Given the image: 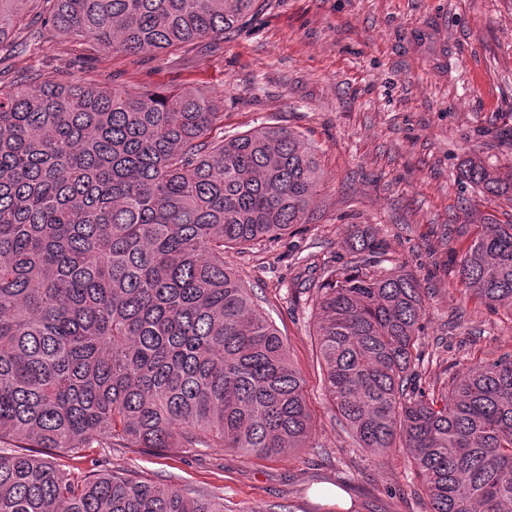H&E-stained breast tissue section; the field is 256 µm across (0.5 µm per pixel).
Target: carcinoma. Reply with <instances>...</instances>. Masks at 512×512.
Wrapping results in <instances>:
<instances>
[{
  "mask_svg": "<svg viewBox=\"0 0 512 512\" xmlns=\"http://www.w3.org/2000/svg\"><path fill=\"white\" fill-rule=\"evenodd\" d=\"M259 4L0 0V45L61 33L82 56L158 54L220 39ZM462 175L512 201V177L485 161ZM320 180L298 132L226 135L202 91L0 88V512H224L120 471L75 479L43 452L308 447L303 379L224 252L294 232ZM458 275L512 306V221L483 218ZM317 289L325 389L359 447L400 443L430 512H512V359L427 396L413 275L332 268Z\"/></svg>",
  "mask_w": 512,
  "mask_h": 512,
  "instance_id": "obj_1",
  "label": "carcinoma"
}]
</instances>
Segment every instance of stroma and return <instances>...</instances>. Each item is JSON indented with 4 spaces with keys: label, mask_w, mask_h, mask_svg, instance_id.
I'll list each match as a JSON object with an SVG mask.
<instances>
[{
    "label": "stroma",
    "mask_w": 512,
    "mask_h": 512,
    "mask_svg": "<svg viewBox=\"0 0 512 512\" xmlns=\"http://www.w3.org/2000/svg\"><path fill=\"white\" fill-rule=\"evenodd\" d=\"M109 87L196 89L224 102V131L285 126L314 150L322 182L296 233L228 251L225 263L275 320L305 380L313 434L278 459L232 448L167 456L96 448L72 472L123 469L222 502L224 512H430L402 449L358 447L324 386L312 280L354 267V234L386 245L383 268L419 281L417 382L512 357V307L475 300L455 275L481 215L512 207L464 182L468 149L512 172V0H269L217 45L77 58L55 35L0 60V83L72 73ZM341 498L320 496L322 487Z\"/></svg>",
    "instance_id": "35a3bbf8"
}]
</instances>
